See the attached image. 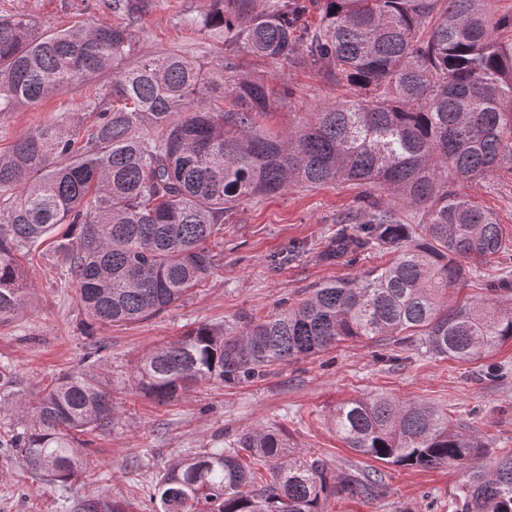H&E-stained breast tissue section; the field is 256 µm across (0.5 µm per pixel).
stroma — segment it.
<instances>
[{"instance_id":"1","label":"stroma","mask_w":512,"mask_h":512,"mask_svg":"<svg viewBox=\"0 0 512 512\" xmlns=\"http://www.w3.org/2000/svg\"><path fill=\"white\" fill-rule=\"evenodd\" d=\"M98 0H0V13H22L34 33L75 23L110 25L119 13L101 11ZM205 0H143L130 27L135 55L179 51L209 70L234 54L239 72L265 79L273 89L290 87V100L273 101L268 127L284 130L312 119L321 105L348 99L346 87L318 67L270 63L242 45L228 46L183 29V14L202 10ZM111 73L37 104L0 112V152L36 126L55 120L86 131L97 113L87 111L89 94L107 98ZM458 194L492 210L512 238V172L457 180ZM358 188L294 186L270 197L241 202L231 213L215 248L218 265L184 305L128 326L94 324L62 275L49 244L34 248L23 265L30 288L24 313L0 326V362L13 365L22 394L76 370L84 356L103 345L97 380L114 391L120 423L112 433L92 435L84 451L86 472L69 483H49L29 471L17 451L0 448V512H81L91 495L121 502L127 512H149L147 486L164 462L197 449L224 448L240 433L259 426L282 428L305 455L322 458L342 476L379 471L377 492L360 498L329 496L324 512H448L462 468L430 470L390 466L359 455L338 438L330 413L340 402L385 392L400 400L429 404L448 415L450 428L476 436L487 457L512 448V342L470 362L425 353L417 343L348 340L314 357L273 367L241 384L204 383L164 406L138 394L134 367L142 353L172 341L198 323L238 330L254 317L303 298L307 288L351 277L384 264L387 253L370 251L356 264H327L322 246L336 230L338 215L352 209ZM300 251L286 264L272 255L288 246Z\"/></svg>"}]
</instances>
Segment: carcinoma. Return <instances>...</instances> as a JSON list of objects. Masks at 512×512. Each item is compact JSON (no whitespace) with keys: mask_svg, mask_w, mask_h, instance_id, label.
Returning a JSON list of instances; mask_svg holds the SVG:
<instances>
[{"mask_svg":"<svg viewBox=\"0 0 512 512\" xmlns=\"http://www.w3.org/2000/svg\"><path fill=\"white\" fill-rule=\"evenodd\" d=\"M181 25L262 59L298 58L336 72L358 95L323 105L287 130L266 127L272 88L227 59L205 77L183 54L133 64L134 0H101L127 16L35 36L23 14L0 15V112L112 72L109 102L85 136L42 124L0 154V326L24 309L19 259L48 241L93 320L125 326L181 305L217 266L215 238L240 202L303 184L365 185L358 205L320 252L355 263L374 249L391 258L352 278L318 284L288 308L242 330L199 323L144 352L138 391L165 405L206 381L260 378L275 364L353 339L419 341L425 352L467 362L512 342V308L494 299L448 304V288L480 279L490 258L512 257L496 216L448 190V176L483 178L512 159V16L492 0H324L323 24L296 35L303 0H207ZM231 107H224V102ZM383 188L419 212L409 224L372 192ZM17 401L25 420L0 434L28 470L50 483L84 473L79 436L118 420L94 364ZM20 379L0 363V409ZM347 447L389 465L464 468L453 512H512V449L492 462L471 436L427 404L384 392L336 405ZM377 479L341 477L288 445L276 427L242 433L227 448L169 461L149 484L151 512H324L332 492L365 495ZM82 512H126L98 496Z\"/></svg>","mask_w":512,"mask_h":512,"instance_id":"1","label":"carcinoma"}]
</instances>
